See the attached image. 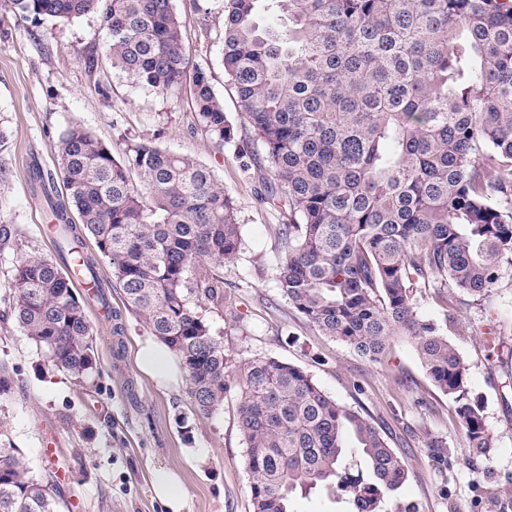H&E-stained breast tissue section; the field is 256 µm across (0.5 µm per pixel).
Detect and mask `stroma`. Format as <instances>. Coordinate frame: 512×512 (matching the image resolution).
I'll return each mask as SVG.
<instances>
[{
  "label": "stroma",
  "mask_w": 512,
  "mask_h": 512,
  "mask_svg": "<svg viewBox=\"0 0 512 512\" xmlns=\"http://www.w3.org/2000/svg\"><path fill=\"white\" fill-rule=\"evenodd\" d=\"M174 5L191 64L210 67L225 111L240 121L222 65L221 0ZM101 35L93 13L35 20L0 5V377L9 386L0 396V431L22 450L35 478L68 472L59 484L63 512H167L153 493L161 471L178 475L183 512H252L237 372L257 357L304 369L332 399L366 409L387 429L408 470L387 498V512H496L488 505L491 492L499 503H512V288L493 289L481 305L446 303L439 288L414 292L422 316L440 324L457 319L450 340L469 367L470 394L481 401L494 438L486 464L469 458L452 400L428 380L407 338L395 337L381 362H373L322 336L291 307L276 282L283 218L262 200L263 159L245 168L233 147L217 146L197 119L189 89L159 96L115 73L109 94L99 92L81 54ZM75 122L117 155L135 139L195 158L238 206L242 245L223 270L226 304L196 306L227 357L224 404L210 416L196 412L182 364L156 377L141 369L138 352L153 336L125 309L108 259L99 260L98 272L124 333L113 334L103 309L88 305L100 378L79 384L55 369L8 311L19 258L55 254L41 230L51 218L37 186L51 178L52 194L63 195L54 145ZM50 424L59 442L49 462L40 438ZM436 443L446 462L435 458Z\"/></svg>",
  "instance_id": "1"
}]
</instances>
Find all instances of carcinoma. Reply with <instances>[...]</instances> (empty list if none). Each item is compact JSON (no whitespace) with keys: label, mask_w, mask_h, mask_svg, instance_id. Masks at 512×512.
Here are the masks:
<instances>
[{"label":"carcinoma","mask_w":512,"mask_h":512,"mask_svg":"<svg viewBox=\"0 0 512 512\" xmlns=\"http://www.w3.org/2000/svg\"><path fill=\"white\" fill-rule=\"evenodd\" d=\"M11 3L35 20L98 14L103 42L83 61L104 94L113 71L162 96L187 81L173 0ZM265 8L286 25H262ZM223 11L224 76L243 125L229 120L210 69L195 66L190 93L217 144L263 151L265 202L286 218L282 295L368 360L396 336L411 339L428 379L455 403L470 458L490 461L493 437L448 340L456 322L448 317L445 331L420 316L413 289L433 283L481 301L512 269V0H223ZM54 150L67 191V202L49 203L57 257L18 260L16 323L74 380L98 373L93 327L59 264L79 270L112 319L97 275L105 257L127 305L182 363L196 411L212 414L228 390L227 359L190 295L224 305L220 270L241 249L233 199L189 156L129 141L117 158L77 123ZM238 386L252 512H294V496L313 490L349 512H383L406 481L372 416L302 369L254 358ZM0 512H61L55 481L29 476L3 433Z\"/></svg>","instance_id":"1"}]
</instances>
